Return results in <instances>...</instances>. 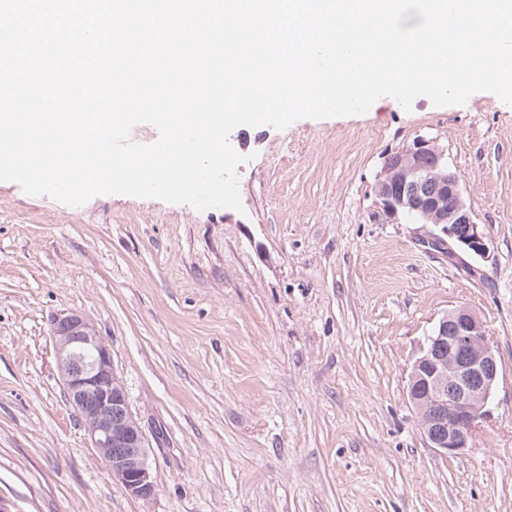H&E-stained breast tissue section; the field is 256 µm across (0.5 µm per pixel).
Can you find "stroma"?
<instances>
[{"instance_id":"stroma-1","label":"stroma","mask_w":512,"mask_h":512,"mask_svg":"<svg viewBox=\"0 0 512 512\" xmlns=\"http://www.w3.org/2000/svg\"><path fill=\"white\" fill-rule=\"evenodd\" d=\"M433 141L489 247L380 213L387 154ZM242 211L128 195L80 206L0 181V503L8 512H512V105L390 97L242 125ZM483 320L502 374L472 448H429L407 386L440 318ZM76 311L149 442L130 496L69 406L51 340Z\"/></svg>"}]
</instances>
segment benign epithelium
Wrapping results in <instances>:
<instances>
[{
	"mask_svg": "<svg viewBox=\"0 0 512 512\" xmlns=\"http://www.w3.org/2000/svg\"><path fill=\"white\" fill-rule=\"evenodd\" d=\"M374 193L387 218L415 215L440 228L432 245L449 255L489 256L488 243L462 199L459 177L445 167L433 142L418 139L385 162ZM51 338L64 391L92 447L130 496L152 497L156 486L146 435L130 411L110 348L94 324L73 311L54 321ZM500 374L480 317L459 307L439 320L411 366L408 383L429 447L450 457L465 454L489 414Z\"/></svg>",
	"mask_w": 512,
	"mask_h": 512,
	"instance_id": "7a95c632",
	"label": "benign epithelium"
}]
</instances>
